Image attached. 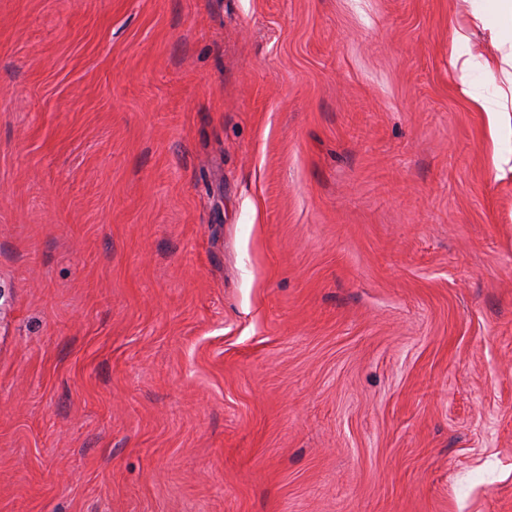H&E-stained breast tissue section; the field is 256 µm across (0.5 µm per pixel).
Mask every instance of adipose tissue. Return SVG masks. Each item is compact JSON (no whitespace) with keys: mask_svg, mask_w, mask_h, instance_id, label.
Listing matches in <instances>:
<instances>
[{"mask_svg":"<svg viewBox=\"0 0 512 512\" xmlns=\"http://www.w3.org/2000/svg\"><path fill=\"white\" fill-rule=\"evenodd\" d=\"M476 28L489 33L499 54L480 59L467 53H452L450 64L457 73L460 90L471 96L481 111L512 112V0H482L473 13L472 29L455 31V43L468 44ZM477 70L493 83L495 92L492 96L475 94L470 77Z\"/></svg>","mask_w":512,"mask_h":512,"instance_id":"obj_1","label":"adipose tissue"}]
</instances>
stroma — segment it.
Wrapping results in <instances>:
<instances>
[{
    "label": "stroma",
    "instance_id": "obj_1",
    "mask_svg": "<svg viewBox=\"0 0 512 512\" xmlns=\"http://www.w3.org/2000/svg\"><path fill=\"white\" fill-rule=\"evenodd\" d=\"M470 12L0 0V512H512Z\"/></svg>",
    "mask_w": 512,
    "mask_h": 512
}]
</instances>
